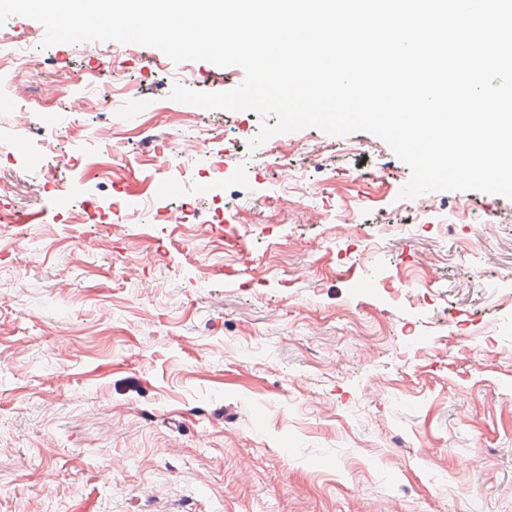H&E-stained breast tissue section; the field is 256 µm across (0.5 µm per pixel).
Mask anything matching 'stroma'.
Returning a JSON list of instances; mask_svg holds the SVG:
<instances>
[{
	"instance_id": "stroma-1",
	"label": "stroma",
	"mask_w": 512,
	"mask_h": 512,
	"mask_svg": "<svg viewBox=\"0 0 512 512\" xmlns=\"http://www.w3.org/2000/svg\"><path fill=\"white\" fill-rule=\"evenodd\" d=\"M42 41L0 27L38 62L0 71V210L41 217L0 223V512H512V200L400 198L368 132L249 150L276 120L246 110L199 109L170 179L156 151L192 131L159 107L243 69ZM37 94L56 120L16 136ZM107 133L116 183L76 169ZM199 144H201L200 140L195 139L176 145L174 148L175 153L171 155L170 160L169 154H159V157L161 156V164L165 166L168 163V170L177 172L181 171L189 162V160H191L197 154L195 147Z\"/></svg>"
}]
</instances>
